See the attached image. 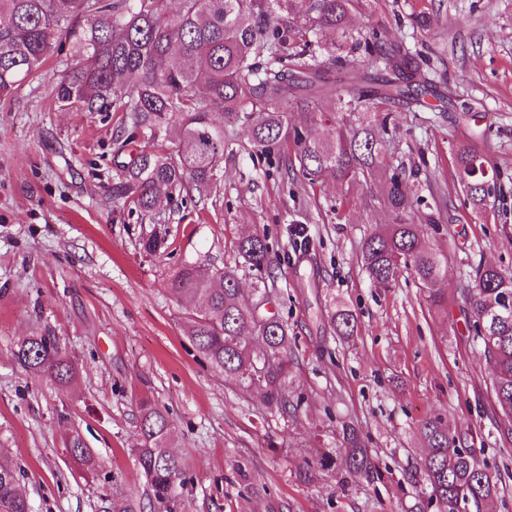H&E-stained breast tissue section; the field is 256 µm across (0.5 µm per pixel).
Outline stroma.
<instances>
[{
	"label": "stroma",
	"mask_w": 512,
	"mask_h": 512,
	"mask_svg": "<svg viewBox=\"0 0 512 512\" xmlns=\"http://www.w3.org/2000/svg\"><path fill=\"white\" fill-rule=\"evenodd\" d=\"M423 11L434 18L424 37L413 30ZM351 24L420 55L437 87L431 109L389 105L388 149L442 217L426 241L448 256L444 314L411 272L383 287L363 269L365 240L389 221L376 183L281 178L236 130L221 180L143 213L109 194L121 113L59 108L41 76L0 98V463L16 471L33 512H99L116 480L154 512L133 455L145 402L168 416L187 477L175 512H411L423 487L415 426L434 413L468 429L469 447L500 473L487 512H512V425L464 323L475 268L512 271V0H372ZM461 148L501 174L502 193L480 219L457 181ZM254 232L277 259L240 267L239 283L247 295L265 286L267 311L290 328L289 392L301 400L292 416L209 368L187 334L194 300L168 288L187 262L238 265V242ZM153 235L163 245L150 255L142 243ZM337 303L353 313V335L336 334ZM47 332L78 367L67 387L14 360L20 341ZM346 424L367 437L376 477L341 487L331 469L301 480L305 461L335 453ZM69 429L101 476L71 458Z\"/></svg>",
	"instance_id": "obj_1"
}]
</instances>
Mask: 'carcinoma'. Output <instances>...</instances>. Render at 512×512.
I'll return each instance as SVG.
<instances>
[{
	"mask_svg": "<svg viewBox=\"0 0 512 512\" xmlns=\"http://www.w3.org/2000/svg\"><path fill=\"white\" fill-rule=\"evenodd\" d=\"M0 0V96L41 74L60 36L71 43L72 62L53 78L57 103L85 112H122L132 134L117 136L116 153L132 143L136 152L117 165L110 194L114 200L153 211L161 198L191 195L224 173V129H239L253 151L283 177L296 169L313 184L330 174L341 183L378 182L391 222L378 225L362 247L360 262L374 283L389 286L401 270L412 271L428 290L430 304L443 311L446 297L436 288L446 255L428 246L422 225L437 224L420 212L408 175L394 163L386 144L390 101H419L428 87L385 81L370 87L354 80L362 63L376 72L409 79L417 59L386 47L377 32L349 25L359 0ZM336 35L330 43L323 35ZM303 93L298 123L280 101ZM219 113L223 122L211 115ZM293 146L294 157L285 154ZM458 182L472 210L481 214L501 193L499 176L478 171L487 161L462 148L456 153ZM251 267L273 263L267 237H243L237 246ZM172 292L198 299L201 309L189 325L198 351L211 369L234 375L261 390L267 405L283 413L298 410L288 399L293 365L288 322L269 316L263 293L244 297L238 268L202 270L184 264L170 279ZM336 333L350 336L353 314L342 306L331 315ZM468 325L491 367V386L502 416L512 419V273L493 266L475 270L468 297ZM34 376L64 387L76 368L49 334L31 336L13 352ZM426 448L416 470L426 487L415 512H483L498 493L497 475L466 447L470 433L452 426L441 413L416 427ZM171 424L158 408L140 410V445L135 459L159 512H172L177 486L184 483L179 460L169 450ZM344 469L338 482L376 474L372 451L352 425L339 432ZM71 457L91 473L96 456L79 432L67 436ZM0 512H32L16 472L0 465ZM100 512H141L120 488Z\"/></svg>",
	"mask_w": 512,
	"mask_h": 512,
	"instance_id": "obj_1",
	"label": "carcinoma"
}]
</instances>
